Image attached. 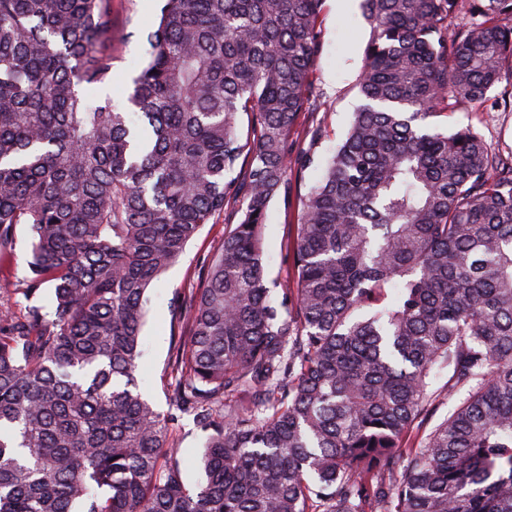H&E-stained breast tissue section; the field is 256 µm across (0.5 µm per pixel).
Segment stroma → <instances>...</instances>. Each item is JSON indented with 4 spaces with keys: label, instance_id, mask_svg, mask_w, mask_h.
Listing matches in <instances>:
<instances>
[{
    "label": "stroma",
    "instance_id": "35a3bbf8",
    "mask_svg": "<svg viewBox=\"0 0 512 512\" xmlns=\"http://www.w3.org/2000/svg\"><path fill=\"white\" fill-rule=\"evenodd\" d=\"M155 12L156 0H112V35L103 40L102 46L115 59V79L112 85L93 91V98L125 103L145 52L136 32L154 18ZM323 15L324 45L314 72V93L307 112L300 115L294 128L301 146L314 151L320 159L327 157L345 135L361 103L359 78L371 36L360 0H324ZM471 121L493 147L512 148V112H492L476 122L471 112L461 109L450 115L448 124L455 127ZM320 175V169L309 168L302 182L292 186L288 197H276L270 204L265 226L269 287L279 288L288 277V227L297 219L300 195L305 194ZM237 221V216L228 212L204 225L188 243L179 262L164 273L151 290L152 302L144 327L137 381L143 395L162 413L172 410L163 381L170 356L169 300L175 293L196 287L194 272L221 252L225 233ZM15 253L13 268L0 274L2 305L20 300V290L29 277L26 227H19L17 231ZM169 442L178 450L186 483L195 485L200 478L198 457L202 432L191 417L183 416L170 425Z\"/></svg>",
    "mask_w": 512,
    "mask_h": 512
}]
</instances>
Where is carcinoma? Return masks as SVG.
Here are the masks:
<instances>
[{
	"instance_id": "carcinoma-1",
	"label": "carcinoma",
	"mask_w": 512,
	"mask_h": 512,
	"mask_svg": "<svg viewBox=\"0 0 512 512\" xmlns=\"http://www.w3.org/2000/svg\"><path fill=\"white\" fill-rule=\"evenodd\" d=\"M322 6L158 0L119 108L88 96L112 0H0V270L31 241L0 309V512H512V150L432 121L512 112V0H361L362 104L276 299L264 226L315 163L291 132ZM227 210L170 302L191 489L135 372L148 290ZM15 253L16 264L9 272L0 274V304L4 306L7 303L11 304L12 310L18 311L20 307L15 302L19 301L22 304L25 302L23 296L19 293V289L26 288V280L30 276L27 265L29 240L24 225L18 227ZM175 424L169 425V443L178 448V457L189 486L200 479L198 457L203 443V434L197 428L192 417L183 416Z\"/></svg>"
}]
</instances>
